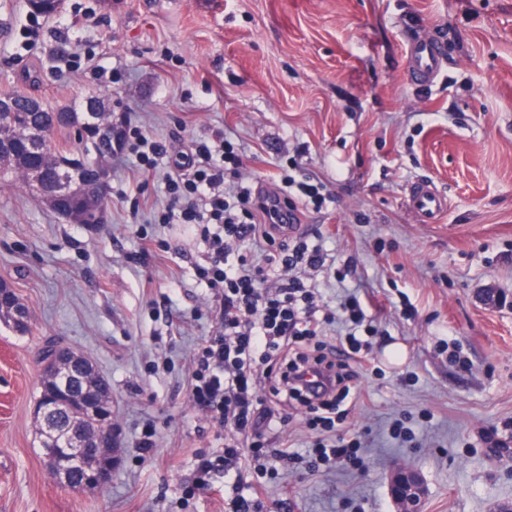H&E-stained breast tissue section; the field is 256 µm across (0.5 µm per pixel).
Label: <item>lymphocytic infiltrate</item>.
I'll use <instances>...</instances> for the list:
<instances>
[{
  "instance_id": "obj_1",
  "label": "lymphocytic infiltrate",
  "mask_w": 512,
  "mask_h": 512,
  "mask_svg": "<svg viewBox=\"0 0 512 512\" xmlns=\"http://www.w3.org/2000/svg\"><path fill=\"white\" fill-rule=\"evenodd\" d=\"M114 154L133 156L138 168L150 173L166 151L153 133L127 124ZM241 164L240 150L228 138L195 143L187 169L167 174L168 203L154 218L158 224L198 225L208 246L206 263L197 272L220 299L222 331L196 355L190 398L232 434L224 445L228 472L241 456L236 436L260 433L273 421L274 409L256 405L260 383L268 384L276 407L297 401L310 410L312 426L328 432L337 407L350 394L352 378L349 362L335 358L318 339L331 314L321 313L313 290L296 276L324 267L321 246L308 244L302 234L281 237L273 223L278 203L291 202L296 192L322 207L323 185L287 175L276 192L257 196L251 187L227 185V176ZM260 241L278 248L282 273L276 283H268L264 269L247 263L248 248ZM315 365L323 370L317 384L306 380Z\"/></svg>"
}]
</instances>
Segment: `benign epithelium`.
I'll list each match as a JSON object with an SVG mask.
<instances>
[{
  "mask_svg": "<svg viewBox=\"0 0 512 512\" xmlns=\"http://www.w3.org/2000/svg\"><path fill=\"white\" fill-rule=\"evenodd\" d=\"M71 362L50 357L42 352V363L53 368L55 390L42 396L36 404L35 415L39 421L40 445L46 457L54 460L51 474L57 483L71 487L74 477H82L81 484L92 487L106 479V473L98 468L103 455L98 433L90 428L64 429L61 418L72 409L74 391L78 384L77 373L99 377L94 366L79 354H70ZM84 417L93 418L97 424L112 429V397L81 398ZM389 492L396 512H421L425 496V483L414 468L400 466L389 477Z\"/></svg>",
  "mask_w": 512,
  "mask_h": 512,
  "instance_id": "7a95c632",
  "label": "benign epithelium"
}]
</instances>
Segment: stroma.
Masks as SVG:
<instances>
[{
  "mask_svg": "<svg viewBox=\"0 0 512 512\" xmlns=\"http://www.w3.org/2000/svg\"><path fill=\"white\" fill-rule=\"evenodd\" d=\"M2 18L0 91L49 107L99 98L172 162L226 134L264 192L299 157L294 177L330 196L297 210L328 252L317 287L332 306L356 292L371 332L334 431L358 441L356 458L317 460L309 414L291 407L261 438L266 467L243 437L230 474L199 480L224 430L189 394L194 355L220 329L196 228L149 223L160 179L125 160L108 165L94 227L0 182V282L30 314L25 334L0 325V512H231L240 492L258 512H394L400 464L424 479L422 512L512 503L499 452L512 448V0H65L39 21L0 0ZM409 28L441 48L436 84L408 76ZM418 182L448 199L434 223L403 204ZM50 341L112 386L104 489L63 488L44 464L33 407Z\"/></svg>",
  "mask_w": 512,
  "mask_h": 512,
  "instance_id": "stroma-1",
  "label": "stroma"
}]
</instances>
